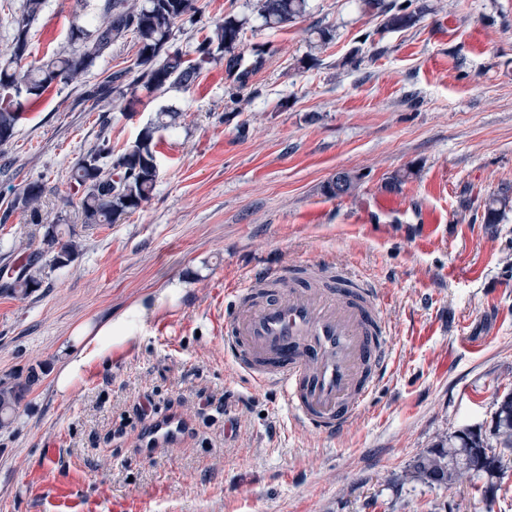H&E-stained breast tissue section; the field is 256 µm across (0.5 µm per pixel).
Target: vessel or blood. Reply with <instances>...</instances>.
<instances>
[{"instance_id": "1", "label": "vessel or blood", "mask_w": 512, "mask_h": 512, "mask_svg": "<svg viewBox=\"0 0 512 512\" xmlns=\"http://www.w3.org/2000/svg\"><path fill=\"white\" fill-rule=\"evenodd\" d=\"M224 349L260 388L281 389L298 421L326 437L342 434L391 360L376 288L357 272L316 262L258 267L233 288ZM175 417L156 419L146 447L176 441Z\"/></svg>"}]
</instances>
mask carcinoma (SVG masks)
<instances>
[{
  "label": "carcinoma",
  "instance_id": "obj_1",
  "mask_svg": "<svg viewBox=\"0 0 512 512\" xmlns=\"http://www.w3.org/2000/svg\"><path fill=\"white\" fill-rule=\"evenodd\" d=\"M366 12L384 16V28L400 30L418 18L413 0H360ZM45 8V0H22L11 12L13 36L9 48L0 53V146L16 133L21 112L55 85L69 84L88 74L112 45L128 38L138 51L134 63L107 74L85 88L81 101L96 107L116 101L128 109L140 102L136 92L156 96L172 87L187 88L202 70L235 55L242 41L245 21L228 16L207 32L191 51L177 43V24L198 23L197 0H99L97 11L75 16L68 44L38 65L22 69L28 56L31 23ZM307 0H254L253 11L270 28L302 16ZM180 113L161 108L143 126L133 145L117 153L102 125L97 143L78 159L70 176L84 224H116L135 213L152 197L159 176L158 136L178 126ZM43 188L27 185L15 204L28 213L29 223L44 225L42 248L7 277L1 287L25 297L39 288L44 266L66 267L74 259L78 244L68 224H46L41 209ZM45 265H40V260ZM35 376L0 382V429L9 427L20 403L30 392ZM495 436L501 454L495 455L478 435H454L456 443L443 442L418 457L414 473L430 485L451 486L466 479L485 480V496H494L498 480L512 464V392L497 401Z\"/></svg>",
  "mask_w": 512,
  "mask_h": 512
}]
</instances>
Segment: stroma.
Wrapping results in <instances>:
<instances>
[{
    "label": "stroma",
    "instance_id": "35a3bbf8",
    "mask_svg": "<svg viewBox=\"0 0 512 512\" xmlns=\"http://www.w3.org/2000/svg\"><path fill=\"white\" fill-rule=\"evenodd\" d=\"M251 4L199 0L204 25L245 20L238 51L260 68L249 81L226 62L130 112L80 103L134 58L128 40L46 92L0 146V268L41 245L42 225L13 205L32 182L44 217L80 244L29 296L0 288V381L38 376L0 429V512H512V469L490 504L482 481L412 474L454 432L489 433L496 395L512 391V0H414L416 24L397 31L357 0H308L278 29ZM76 8L47 0L29 62L65 44ZM162 107L181 117L158 146L151 200L83 223L62 204L72 166L100 128L124 149ZM339 171L360 175L354 195L325 193ZM502 196L501 222L485 223ZM323 259L379 289L393 348L372 401L334 438L253 386L223 341L228 290L246 272ZM174 284L180 295L160 299ZM110 319L134 320L132 338L58 395L62 346ZM163 416L185 422L180 439L143 447Z\"/></svg>",
    "mask_w": 512,
    "mask_h": 512
}]
</instances>
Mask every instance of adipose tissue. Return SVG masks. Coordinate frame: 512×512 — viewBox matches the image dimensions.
Returning a JSON list of instances; mask_svg holds the SVG:
<instances>
[{
  "instance_id": "ef3b65f1",
  "label": "adipose tissue",
  "mask_w": 512,
  "mask_h": 512,
  "mask_svg": "<svg viewBox=\"0 0 512 512\" xmlns=\"http://www.w3.org/2000/svg\"><path fill=\"white\" fill-rule=\"evenodd\" d=\"M115 329V323L108 321L97 327L85 324L74 332L69 346L63 349L56 374L58 394H68L96 361L108 355Z\"/></svg>"
}]
</instances>
